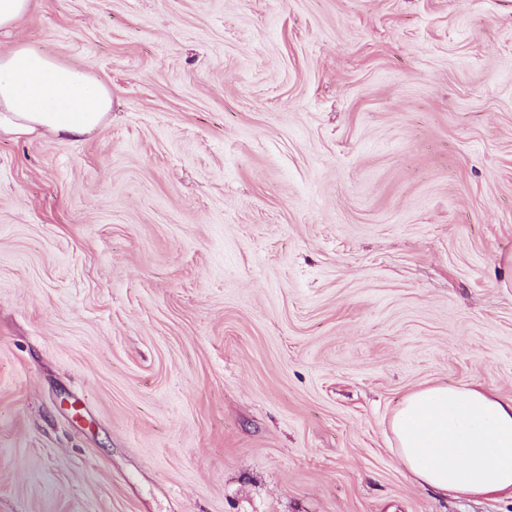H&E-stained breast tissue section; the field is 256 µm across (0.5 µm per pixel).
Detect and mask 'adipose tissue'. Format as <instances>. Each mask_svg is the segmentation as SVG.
<instances>
[{"mask_svg": "<svg viewBox=\"0 0 512 512\" xmlns=\"http://www.w3.org/2000/svg\"><path fill=\"white\" fill-rule=\"evenodd\" d=\"M112 107L107 88L39 50L0 53V136L78 138ZM397 452L417 483L442 494L512 492V400L478 383L408 394L390 420Z\"/></svg>", "mask_w": 512, "mask_h": 512, "instance_id": "1", "label": "adipose tissue"}]
</instances>
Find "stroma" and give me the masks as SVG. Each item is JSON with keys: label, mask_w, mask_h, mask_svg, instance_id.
<instances>
[{"label": "stroma", "mask_w": 512, "mask_h": 512, "mask_svg": "<svg viewBox=\"0 0 512 512\" xmlns=\"http://www.w3.org/2000/svg\"><path fill=\"white\" fill-rule=\"evenodd\" d=\"M112 96L0 140V512H512L408 393L512 398V0H30ZM417 483L444 495L512 492V400L478 383L408 394L390 420Z\"/></svg>", "instance_id": "1"}]
</instances>
